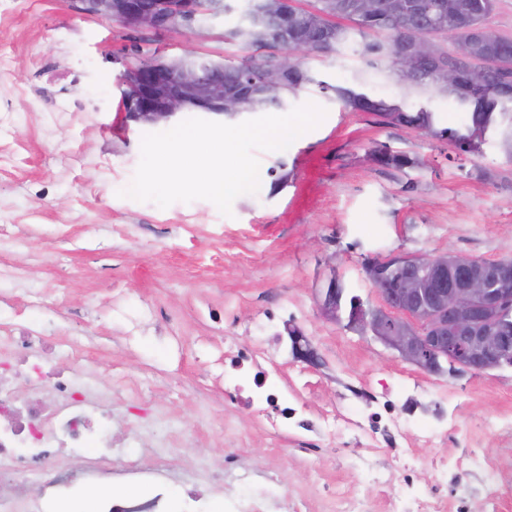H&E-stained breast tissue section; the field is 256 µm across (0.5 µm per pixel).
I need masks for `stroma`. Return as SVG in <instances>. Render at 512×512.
Returning <instances> with one entry per match:
<instances>
[{"label":"stroma","mask_w":512,"mask_h":512,"mask_svg":"<svg viewBox=\"0 0 512 512\" xmlns=\"http://www.w3.org/2000/svg\"><path fill=\"white\" fill-rule=\"evenodd\" d=\"M248 0L204 28L128 33L85 17L67 0H0V335L23 325L77 351L78 388L112 411V428L131 430L143 467L159 441L172 448L173 504L188 488L206 512H224L231 493L264 496L279 508L325 483L357 488L353 449L324 442L318 455L292 452L293 434L267 436L224 395V341L241 338L283 382L298 384L308 414L336 408L346 383L415 385L447 398L456 426L444 453L473 441L503 457L495 480L512 512V435L492 428L512 412V367L454 375L405 363L380 342L326 320L316 291L336 272L347 291L375 301L365 258L455 249L493 261L512 257V162L496 136L474 154L444 141L352 112L321 83L400 99L384 72L367 68L351 38L329 55H309L314 81L288 99L326 112L286 149L257 151L260 186L223 215L210 201L161 208L125 196L147 132L121 126L119 77L139 58L190 50L226 63L245 56L227 31ZM403 100V99H400ZM451 126L445 97L409 98ZM388 146L414 159L401 170L376 164ZM318 352L296 361L289 329ZM237 456L242 481L224 477Z\"/></svg>","instance_id":"stroma-1"}]
</instances>
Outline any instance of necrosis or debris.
<instances>
[{
  "instance_id": "obj_1",
  "label": "necrosis or debris",
  "mask_w": 512,
  "mask_h": 512,
  "mask_svg": "<svg viewBox=\"0 0 512 512\" xmlns=\"http://www.w3.org/2000/svg\"><path fill=\"white\" fill-rule=\"evenodd\" d=\"M11 342L15 349L36 347L40 353L19 364L0 357V512H47L50 489L73 482L96 487L99 512H164L165 483L172 477L166 454H159L155 466L145 469L127 452L120 469H113L118 442L77 391L59 351L25 328ZM226 344L234 353V373L224 383L244 395L248 408L264 414L268 435L278 436L288 424L320 442L342 438L375 452L372 460L353 458V466L363 475L362 485L353 492L335 490L336 512H500L501 496L493 478L499 461L485 449L467 444L458 457L432 458L435 482L419 487L414 481L421 462L418 451L446 439L448 428L404 412L386 394L361 389L353 396L372 404L369 415L353 419L325 411L312 418L297 417L288 404L287 389L267 375L250 374L247 365L253 355L245 342L230 336ZM67 448H94L98 454L76 473L47 478V466L63 464ZM394 470L400 477L393 486L389 475ZM465 472L477 475V490L449 500V485Z\"/></svg>"
}]
</instances>
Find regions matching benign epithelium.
<instances>
[{"label": "benign epithelium", "mask_w": 512, "mask_h": 512, "mask_svg": "<svg viewBox=\"0 0 512 512\" xmlns=\"http://www.w3.org/2000/svg\"><path fill=\"white\" fill-rule=\"evenodd\" d=\"M80 14L124 28L155 33L193 25L199 16L224 15V0H70ZM433 54L432 42L399 57L408 72L419 70ZM297 52L277 53L275 71L288 73ZM174 58H149L121 75L119 101L123 122L158 124L196 107L224 114V71L199 60L187 68ZM366 279L376 288L377 303L361 299L341 307L339 279L331 275L320 289L321 315L369 336L419 369L442 374L486 372L512 364V258L485 261L448 250L438 254L368 257ZM293 357L312 367L319 357L306 336L289 331Z\"/></svg>", "instance_id": "1"}]
</instances>
